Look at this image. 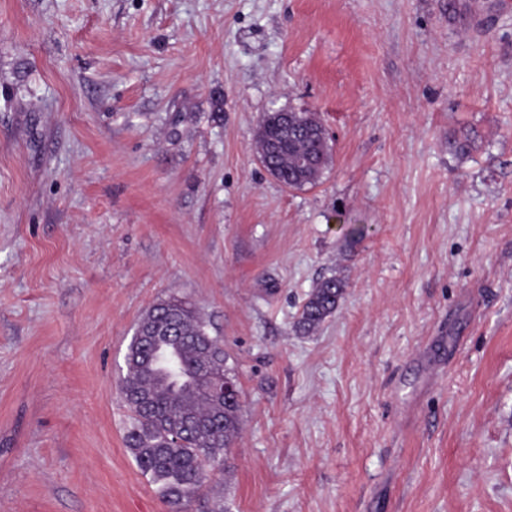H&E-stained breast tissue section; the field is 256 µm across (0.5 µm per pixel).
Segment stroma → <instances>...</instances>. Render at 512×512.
Returning a JSON list of instances; mask_svg holds the SVG:
<instances>
[{"mask_svg":"<svg viewBox=\"0 0 512 512\" xmlns=\"http://www.w3.org/2000/svg\"><path fill=\"white\" fill-rule=\"evenodd\" d=\"M171 293L243 403L188 512H512V0H0V512H169L119 384ZM265 118V124L280 127L286 137L288 146L277 155H269L264 149V138L268 132H264L258 143L257 156L260 163L269 173L283 185L291 189H299L305 186H315L320 180L328 163L329 146L326 133L319 117L315 112H289L292 119L288 122V111H270ZM310 116L317 119L314 125ZM289 123V124H288ZM312 124L313 132L310 128ZM301 159L309 162L302 167ZM345 293V282L335 275L320 279L302 307L294 324L295 332L303 336L313 333L328 317L336 314Z\"/></svg>","mask_w":512,"mask_h":512,"instance_id":"stroma-1","label":"stroma"}]
</instances>
